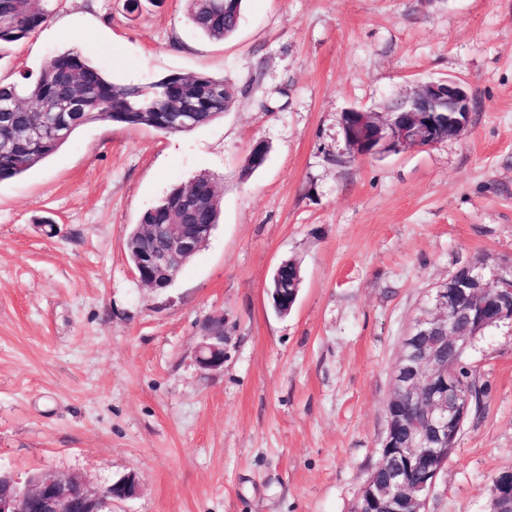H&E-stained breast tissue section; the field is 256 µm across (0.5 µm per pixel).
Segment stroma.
Here are the masks:
<instances>
[{
	"mask_svg": "<svg viewBox=\"0 0 512 512\" xmlns=\"http://www.w3.org/2000/svg\"><path fill=\"white\" fill-rule=\"evenodd\" d=\"M81 53L120 84L232 79L219 119L166 134L94 122L0 184V466L141 494L112 512H353L381 460L402 337L437 284L512 262V0H245L209 39L186 0H52L0 56V81ZM456 79L459 137L381 158L343 155L339 116ZM264 165L245 174L252 146ZM207 173L221 216L162 291L126 242L173 187ZM303 272L292 311L268 285ZM224 316V368L202 375V325ZM486 387L427 512H488L512 470V321L467 352ZM141 490L142 486L139 478L136 474L130 473L116 482H112V485L109 487L108 494L112 497V500L110 501L112 504L113 500L133 498L139 495Z\"/></svg>",
	"mask_w": 512,
	"mask_h": 512,
	"instance_id": "obj_1",
	"label": "stroma"
}]
</instances>
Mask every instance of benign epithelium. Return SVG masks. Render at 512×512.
Returning a JSON list of instances; mask_svg holds the SVG:
<instances>
[{"label":"benign epithelium","instance_id":"1","mask_svg":"<svg viewBox=\"0 0 512 512\" xmlns=\"http://www.w3.org/2000/svg\"><path fill=\"white\" fill-rule=\"evenodd\" d=\"M474 100L458 80L421 84L387 103L382 110L349 108L340 127L344 151L353 159L376 158L411 148H426L460 136L468 127ZM200 125L196 112L176 110L165 126L189 131ZM205 197L186 192L176 211L178 221L157 229L145 226L152 248L142 252L136 271L140 282L154 290L168 288L187 260L208 242L212 224H198ZM430 293L429 306L410 324L402 340L393 376L392 395L386 407V431L379 469L384 476L370 477L363 485L354 512H426L440 470L456 447L469 415L470 397L450 364L453 354L464 353L487 328L512 318V264L489 270L477 260L463 265ZM293 275V287L276 288L274 305L289 313L302 282L295 261H283V272ZM224 315L208 319L197 350L201 370L224 367ZM14 492L0 495V512H97L104 494L125 500L140 494L142 486L130 473L112 483L108 492L94 489L75 474L43 470L20 482L13 474ZM491 512H512V471L492 480Z\"/></svg>","mask_w":512,"mask_h":512}]
</instances>
